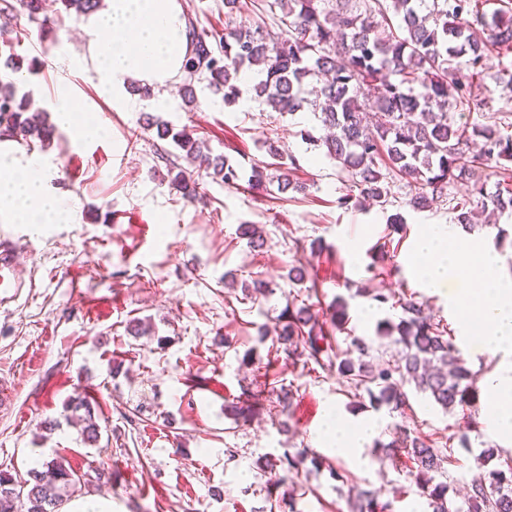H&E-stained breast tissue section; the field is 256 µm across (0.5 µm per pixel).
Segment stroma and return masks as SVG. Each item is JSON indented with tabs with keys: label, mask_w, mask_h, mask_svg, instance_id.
<instances>
[{
	"label": "stroma",
	"mask_w": 512,
	"mask_h": 512,
	"mask_svg": "<svg viewBox=\"0 0 512 512\" xmlns=\"http://www.w3.org/2000/svg\"><path fill=\"white\" fill-rule=\"evenodd\" d=\"M89 40L72 17L48 37L27 16L0 20V49L9 44L22 60L41 62L24 84L33 100L45 104L66 89L108 128L91 143L59 128L48 146L26 148L38 157L47 190L64 196L72 223L40 231L0 223V249L28 242L20 274L29 282L15 301L0 302V471L23 479L29 469L64 458L90 482L82 501L105 500L112 512H287L281 498L288 488H270L264 462L309 449L325 464L302 473L299 512H349L355 487L395 494L394 512H425L407 457H379L369 447L365 465H356L326 436L327 421L342 429L359 418L373 420L384 442L397 427L410 430L447 456L455 500L484 451L494 450L500 462L512 456V446L484 427L486 394L447 413L412 390L403 413L375 410L368 397L349 396L336 372L312 371L303 358L288 356L275 332L288 295L299 294L321 312L340 296L348 303L347 330L325 326L329 343L344 348L362 336L371 341L373 357L398 359L399 348L378 338L377 324L399 320L402 311L378 306L373 295L381 290L414 296L458 336L448 306L455 284L428 294L414 280L408 257L420 223H433L485 241L512 278V218L492 215L489 226L468 234L453 223L449 205L481 188L494 191L498 174L479 186L450 182L446 200L420 211L410 206L412 191L400 178L390 182V206L343 209L336 200L351 187L324 148L305 139L318 126L311 112L282 115L254 99L228 107L204 82L195 86V109L176 82L155 88L148 99L127 92V108L116 111L97 91ZM472 93L483 107L451 109L455 124L497 121L502 133H511L512 91L490 82ZM150 117L205 139L213 154L239 169L238 186L210 180L204 197L184 201L168 169L191 162L147 128ZM288 156L299 162L294 188L273 196L250 189L254 167L272 170ZM118 211L129 215L128 223H114ZM394 213L405 220L403 232L387 222ZM247 221L262 231L260 250L237 236ZM317 239L326 251H311ZM380 253L384 261L369 272L371 255ZM297 265L306 267L315 288L302 291L289 281ZM258 276L275 290L259 302L241 287ZM137 319L148 331L134 337L127 327ZM262 325L269 330L263 342ZM284 385L294 392L288 415L264 409L248 423L233 421L228 408L246 392L275 393ZM78 396L96 409L97 446L82 443L65 410ZM472 420L482 429L461 445L457 435ZM340 473L346 482L337 481Z\"/></svg>",
	"instance_id": "1"
}]
</instances>
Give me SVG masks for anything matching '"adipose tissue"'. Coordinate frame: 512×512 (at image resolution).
Returning <instances> with one entry per match:
<instances>
[{
	"instance_id": "1",
	"label": "adipose tissue",
	"mask_w": 512,
	"mask_h": 512,
	"mask_svg": "<svg viewBox=\"0 0 512 512\" xmlns=\"http://www.w3.org/2000/svg\"><path fill=\"white\" fill-rule=\"evenodd\" d=\"M86 31L99 81L123 107L132 82L166 86L176 79L189 51L188 22L179 0H106ZM57 123L75 140L99 137L102 123L83 117L66 97L52 104ZM35 156L0 142V222L5 224H68L73 220L63 198L47 191L33 177Z\"/></svg>"
}]
</instances>
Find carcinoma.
<instances>
[{
    "label": "carcinoma",
    "mask_w": 512,
    "mask_h": 512,
    "mask_svg": "<svg viewBox=\"0 0 512 512\" xmlns=\"http://www.w3.org/2000/svg\"><path fill=\"white\" fill-rule=\"evenodd\" d=\"M0 16L10 19L25 14L29 19L44 13V0H0ZM57 20L63 16L80 18L98 9L100 0H57ZM264 11L281 24L284 35L273 37L260 22L226 26L223 33L189 23L190 50L183 65L188 102L198 106L193 92L197 80L224 90V104L239 99L240 75L252 67L264 78L253 87L255 97L272 111L294 114L309 105L324 134L309 140L325 147V155L360 191L363 199L379 206L389 203L388 175L407 179L414 188L409 205L425 209L445 196L451 179L472 180L486 167L502 160L512 161V135L501 133L497 125L468 128L452 123L450 106L473 104L471 85L456 81L455 60L465 59L471 78L483 83L487 78L512 86V73L490 76L486 67L489 48L512 53V3L505 0L492 12L483 9V0H264ZM256 0H224V15L247 14ZM4 66L11 75L0 76V138L30 144L45 141L55 129L31 112L29 95H17L13 75L20 67L8 56ZM454 102H449V97ZM186 157L197 163L196 170L178 169L170 183L182 198L199 196L204 178L233 187L240 172L226 157L212 155L206 143L176 131L167 124L158 129ZM279 167L274 177L255 169L250 188L267 192L272 184L282 191L290 184L297 160ZM387 173H382V170ZM512 215V186L496 190L477 200H465L452 207L454 221L473 230L478 210ZM240 238L251 248L264 244L254 224L239 225ZM247 294L267 298L270 283L254 278L242 285ZM378 305L387 303L402 310L399 322L383 321L378 335L401 346L397 364L373 365L365 361L372 345L354 336L351 346L358 353L333 361L321 346L325 336L319 314L306 300L293 297L279 315L278 340L302 346L305 363L336 372L363 389L378 408L402 412L408 402L406 386L429 395L443 410L452 412L474 393L473 375L448 332L434 322L423 304L405 294L378 292ZM330 322L337 330L349 320L348 304L339 296L329 307ZM71 411H84L82 437L93 445L99 426L87 400L72 401ZM385 457L407 456L414 464L413 482L426 499L428 512H512V461L506 468H494L474 476L461 501L448 498V482L439 480L442 459L426 441L405 432L388 441L375 442ZM310 462L321 466L313 451H288L266 467L274 472L278 487L299 474ZM82 490L81 476L62 458L32 468L28 479L18 484L0 471V512H61L63 504ZM352 512H393L392 502L381 501V492L364 489L352 505Z\"/></svg>",
    "instance_id": "obj_1"
}]
</instances>
